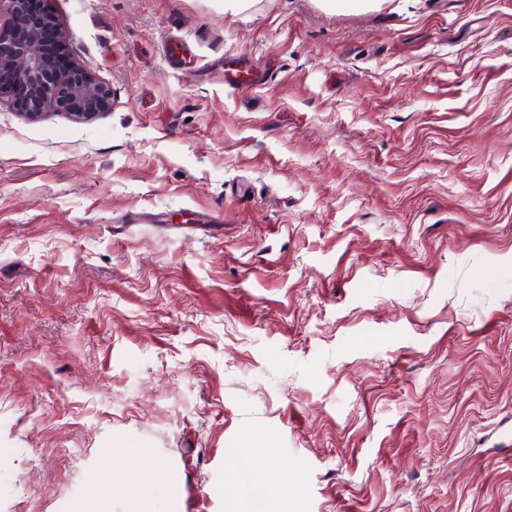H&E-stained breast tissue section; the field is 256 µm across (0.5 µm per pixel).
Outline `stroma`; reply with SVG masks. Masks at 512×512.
I'll return each mask as SVG.
<instances>
[{"label": "stroma", "mask_w": 512, "mask_h": 512, "mask_svg": "<svg viewBox=\"0 0 512 512\" xmlns=\"http://www.w3.org/2000/svg\"><path fill=\"white\" fill-rule=\"evenodd\" d=\"M46 3L112 106H0V512H512V0ZM288 481V474H272L266 469H255L245 478L250 499L248 509L234 506V512H288V499L280 491V482Z\"/></svg>", "instance_id": "1"}]
</instances>
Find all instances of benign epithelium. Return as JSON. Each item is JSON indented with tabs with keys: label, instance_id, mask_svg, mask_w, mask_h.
<instances>
[{
	"label": "benign epithelium",
	"instance_id": "benign-epithelium-1",
	"mask_svg": "<svg viewBox=\"0 0 512 512\" xmlns=\"http://www.w3.org/2000/svg\"><path fill=\"white\" fill-rule=\"evenodd\" d=\"M21 27L15 39H0V103L5 101L16 112L31 121H38L55 108L75 122H86L112 105L109 85L79 67L61 74L44 49V31L56 26L61 47L69 35L57 27L53 16L25 19L23 0H0Z\"/></svg>",
	"mask_w": 512,
	"mask_h": 512
}]
</instances>
